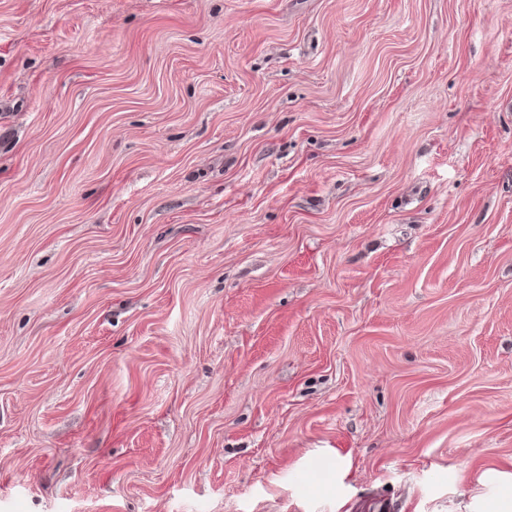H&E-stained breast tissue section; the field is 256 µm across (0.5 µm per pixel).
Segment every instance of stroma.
<instances>
[{
  "instance_id": "1",
  "label": "stroma",
  "mask_w": 512,
  "mask_h": 512,
  "mask_svg": "<svg viewBox=\"0 0 512 512\" xmlns=\"http://www.w3.org/2000/svg\"><path fill=\"white\" fill-rule=\"evenodd\" d=\"M0 512H512V0H0Z\"/></svg>"
}]
</instances>
